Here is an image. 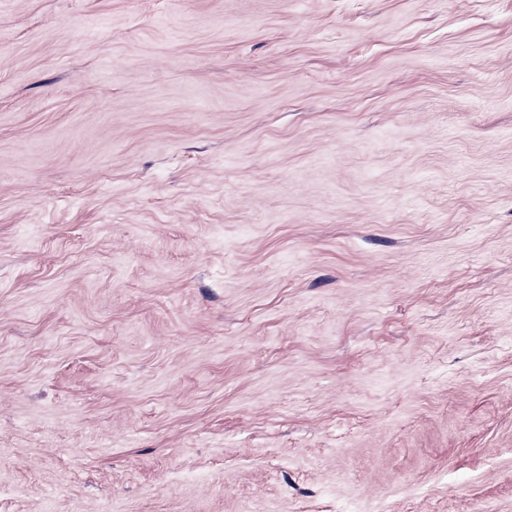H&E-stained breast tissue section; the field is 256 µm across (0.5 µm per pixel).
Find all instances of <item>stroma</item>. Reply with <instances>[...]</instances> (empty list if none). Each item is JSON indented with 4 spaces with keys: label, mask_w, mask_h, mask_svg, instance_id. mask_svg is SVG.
<instances>
[{
    "label": "stroma",
    "mask_w": 512,
    "mask_h": 512,
    "mask_svg": "<svg viewBox=\"0 0 512 512\" xmlns=\"http://www.w3.org/2000/svg\"><path fill=\"white\" fill-rule=\"evenodd\" d=\"M0 512H512V0H0Z\"/></svg>",
    "instance_id": "1"
}]
</instances>
